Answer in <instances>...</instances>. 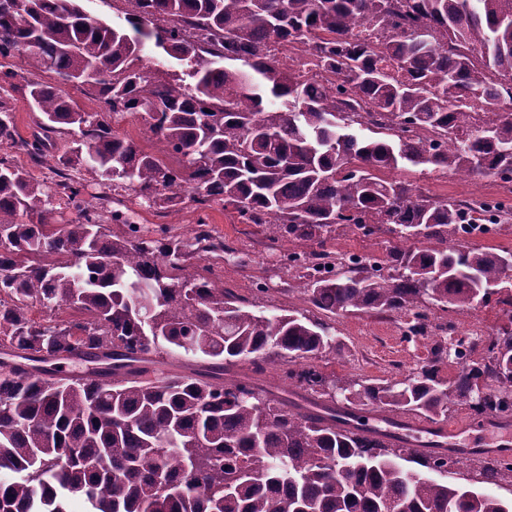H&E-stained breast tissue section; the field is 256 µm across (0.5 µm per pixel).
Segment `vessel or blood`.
I'll return each instance as SVG.
<instances>
[{
  "instance_id": "b4317fda",
  "label": "vessel or blood",
  "mask_w": 512,
  "mask_h": 512,
  "mask_svg": "<svg viewBox=\"0 0 512 512\" xmlns=\"http://www.w3.org/2000/svg\"><path fill=\"white\" fill-rule=\"evenodd\" d=\"M388 416L389 413L385 410L357 407L350 413L352 424L363 431L379 428ZM403 424L405 436L415 445L441 444L447 446L449 455L455 457H495L504 461L512 459V418L508 416L484 418L480 426L482 436L478 439L472 438L473 425L468 421L447 425L407 417Z\"/></svg>"
}]
</instances>
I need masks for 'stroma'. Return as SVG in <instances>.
I'll return each mask as SVG.
<instances>
[{
	"instance_id": "35a3bbf8",
	"label": "stroma",
	"mask_w": 512,
	"mask_h": 512,
	"mask_svg": "<svg viewBox=\"0 0 512 512\" xmlns=\"http://www.w3.org/2000/svg\"><path fill=\"white\" fill-rule=\"evenodd\" d=\"M416 180L423 191L439 198L476 200L496 196L493 181L467 182L452 173L430 167L417 175ZM124 203L130 210L131 223L145 238L187 234L196 224H207L213 234L222 237L225 245L242 253L243 258L239 261L210 258L204 260V267L213 279L255 302L257 310L270 315L284 310L308 309L305 295L294 286L293 272L280 262V254L287 249V242L270 241L265 227L244 223L236 211L218 203L202 211L189 206L176 214L146 208L130 196L125 197ZM396 244V238L390 234L366 236L357 230L341 229L335 237L325 241L323 249L334 256L384 257ZM428 316L433 322L456 320L463 331L477 322L486 324L492 336L503 330L512 331V312L494 297L464 311L445 310L433 305L428 309ZM332 325L339 352L333 359L317 358L316 364L325 373L340 378L354 376L397 382L426 364L432 356L433 338H407L404 320L400 317L360 312L336 316Z\"/></svg>"
}]
</instances>
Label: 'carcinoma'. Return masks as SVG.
I'll return each instance as SVG.
<instances>
[{
	"label": "carcinoma",
	"mask_w": 512,
	"mask_h": 512,
	"mask_svg": "<svg viewBox=\"0 0 512 512\" xmlns=\"http://www.w3.org/2000/svg\"><path fill=\"white\" fill-rule=\"evenodd\" d=\"M126 2L129 32L79 0H27L23 15L0 0V58L21 60L1 63L0 81L41 114L24 139L0 97V512H71L74 499L84 512H512L475 487L512 465L488 460L474 482L452 484L448 455L418 451L399 423L365 434L341 418L364 402L438 421L456 405L477 418L511 412L512 331L482 361L458 340L447 385L440 343L398 383L333 378L311 364L336 354L326 320L258 313L188 271L228 251L207 225L159 239L107 229L129 223L108 208L129 191L169 213L221 203L268 225L274 242L399 227V241L423 246L392 249L387 274L351 255L324 275L327 254L311 250L296 287L326 315H403L411 338L430 301L477 306L506 283L512 252L453 246L470 202L385 173L405 162L512 183V0ZM151 40L185 76L146 54ZM279 44L299 52L292 64ZM39 72L92 88L101 110ZM126 115L144 119L158 150L114 130ZM59 140L58 164L106 189L97 204L67 172L49 194L6 153L41 163ZM54 196L72 223L46 221ZM35 303L79 318L40 324ZM162 353L196 368L169 377L152 368ZM277 360L301 370L275 377Z\"/></svg>",
	"instance_id": "carcinoma-1"
}]
</instances>
